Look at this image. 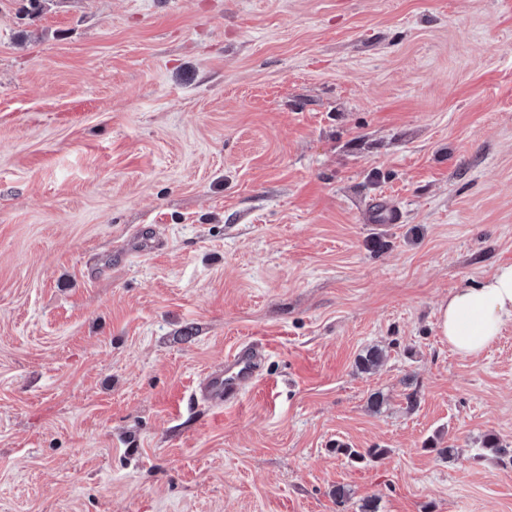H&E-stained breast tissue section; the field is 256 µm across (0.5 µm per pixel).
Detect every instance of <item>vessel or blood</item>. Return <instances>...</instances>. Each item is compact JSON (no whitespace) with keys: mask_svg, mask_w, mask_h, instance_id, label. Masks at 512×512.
Instances as JSON below:
<instances>
[{"mask_svg":"<svg viewBox=\"0 0 512 512\" xmlns=\"http://www.w3.org/2000/svg\"><path fill=\"white\" fill-rule=\"evenodd\" d=\"M260 345L249 342L232 349L219 369L202 381L198 397L208 405L232 404L260 380Z\"/></svg>","mask_w":512,"mask_h":512,"instance_id":"obj_1","label":"vessel or blood"}]
</instances>
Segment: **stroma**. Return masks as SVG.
Returning a JSON list of instances; mask_svg holds the SVG:
<instances>
[{"label": "stroma", "mask_w": 512, "mask_h": 512, "mask_svg": "<svg viewBox=\"0 0 512 512\" xmlns=\"http://www.w3.org/2000/svg\"><path fill=\"white\" fill-rule=\"evenodd\" d=\"M24 6L0 0V512H512V466L472 460L512 448V322L471 357L437 325L512 262V0ZM249 340L262 381L198 405ZM486 452L494 454L504 465L512 464V448H505L494 438L489 436L483 443V448H477L472 456L475 462H481L486 456Z\"/></svg>", "instance_id": "obj_1"}]
</instances>
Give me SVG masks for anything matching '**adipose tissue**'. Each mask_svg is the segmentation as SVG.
Returning <instances> with one entry per match:
<instances>
[{
  "label": "adipose tissue",
  "instance_id": "obj_1",
  "mask_svg": "<svg viewBox=\"0 0 512 512\" xmlns=\"http://www.w3.org/2000/svg\"><path fill=\"white\" fill-rule=\"evenodd\" d=\"M512 322V263L499 265L481 283L449 294L438 309V329L457 354H481Z\"/></svg>",
  "mask_w": 512,
  "mask_h": 512
}]
</instances>
